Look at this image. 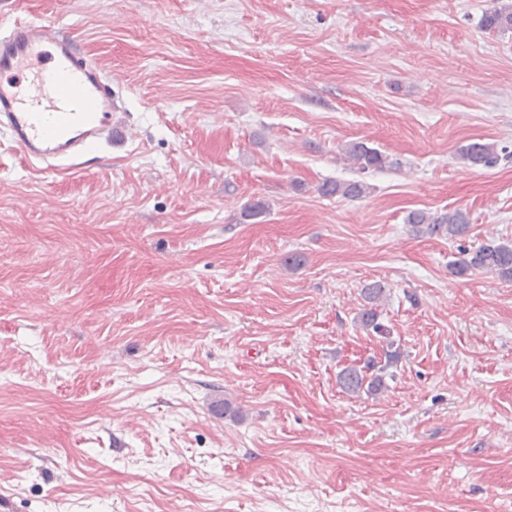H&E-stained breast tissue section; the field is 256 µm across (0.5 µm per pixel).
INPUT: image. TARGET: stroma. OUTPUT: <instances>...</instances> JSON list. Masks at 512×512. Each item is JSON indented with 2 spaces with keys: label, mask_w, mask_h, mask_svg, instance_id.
Segmentation results:
<instances>
[{
  "label": "stroma",
  "mask_w": 512,
  "mask_h": 512,
  "mask_svg": "<svg viewBox=\"0 0 512 512\" xmlns=\"http://www.w3.org/2000/svg\"><path fill=\"white\" fill-rule=\"evenodd\" d=\"M504 2L0 0L76 40L121 131L70 169L0 138V512H512V281L448 271L512 240V156L458 160L512 153ZM456 208L461 244L405 222ZM389 341L386 389L342 392ZM480 24L486 31L512 30V4H501L486 11ZM346 156L362 171L380 170L386 167L388 156L378 148L371 147L363 141L350 142L346 148ZM506 151V147L500 149V153ZM500 153L497 145L482 141H475L465 146L461 151L459 158L466 167L491 168L495 166ZM318 190L324 196H338L349 200L362 199L370 193V187L362 181L326 180ZM365 300L364 308L359 312L357 318L359 324L365 330H372L379 336H383L384 326L379 321L381 312L378 311L382 305V301L386 296V288L380 281L367 283L362 288Z\"/></svg>",
  "instance_id": "35a3bbf8"
}]
</instances>
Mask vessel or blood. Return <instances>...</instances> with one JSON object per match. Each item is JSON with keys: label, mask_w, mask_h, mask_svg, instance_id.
Here are the masks:
<instances>
[{"label": "vessel or blood", "mask_w": 512, "mask_h": 512, "mask_svg": "<svg viewBox=\"0 0 512 512\" xmlns=\"http://www.w3.org/2000/svg\"><path fill=\"white\" fill-rule=\"evenodd\" d=\"M0 132L32 162L74 167L112 140V86L69 34L1 18Z\"/></svg>", "instance_id": "1"}]
</instances>
